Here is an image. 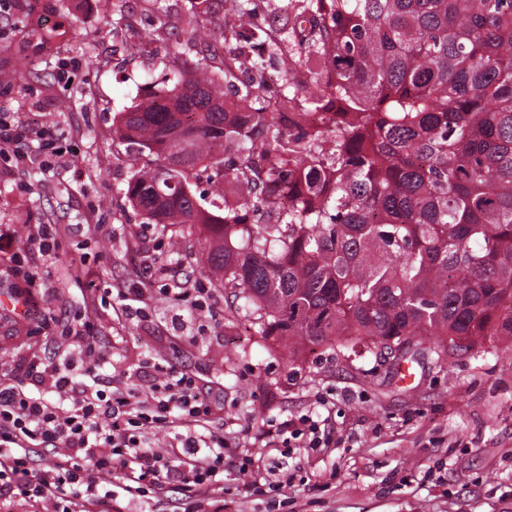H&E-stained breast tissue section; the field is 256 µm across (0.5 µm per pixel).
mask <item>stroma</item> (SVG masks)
<instances>
[{
	"label": "stroma",
	"mask_w": 512,
	"mask_h": 512,
	"mask_svg": "<svg viewBox=\"0 0 512 512\" xmlns=\"http://www.w3.org/2000/svg\"><path fill=\"white\" fill-rule=\"evenodd\" d=\"M196 3L0 5V73L25 75L0 84V116L23 134L17 155L0 165V225L14 231L0 252V367L54 356L59 323L82 313L103 347L99 372L113 385L164 361L216 383L221 412L209 428L224 437L223 512H512V344L408 356V385L402 367L373 351L323 345L289 357L280 337L230 316L207 274L206 231L193 230L170 253L169 231L127 202L129 178L153 157L118 139L113 120L165 87L170 58L160 34L186 29ZM129 43L140 53L126 51ZM39 131L69 152L47 174L28 160ZM40 224L78 230L46 255L29 240ZM188 279L210 289V308L179 331L170 290ZM138 283L148 290L145 317H117L114 289ZM26 289L35 303L20 316L11 303ZM304 418L318 423L327 446L282 444L280 431ZM246 458L287 475V485L275 491L239 471Z\"/></svg>",
	"instance_id": "35a3bbf8"
}]
</instances>
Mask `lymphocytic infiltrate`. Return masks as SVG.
<instances>
[{
    "instance_id": "f902f5d3",
    "label": "lymphocytic infiltrate",
    "mask_w": 512,
    "mask_h": 512,
    "mask_svg": "<svg viewBox=\"0 0 512 512\" xmlns=\"http://www.w3.org/2000/svg\"><path fill=\"white\" fill-rule=\"evenodd\" d=\"M62 352L0 378V504L24 499L34 512H111L112 469L122 464L130 497L191 490L196 512L224 497L216 454L224 438L204 430L214 409L187 368L154 365L147 384L112 387L94 370L103 353L89 317L65 324ZM185 422L167 449L152 447L172 412Z\"/></svg>"
}]
</instances>
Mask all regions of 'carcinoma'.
<instances>
[{
    "label": "carcinoma",
    "mask_w": 512,
    "mask_h": 512,
    "mask_svg": "<svg viewBox=\"0 0 512 512\" xmlns=\"http://www.w3.org/2000/svg\"><path fill=\"white\" fill-rule=\"evenodd\" d=\"M259 2L232 0L222 52L188 68L168 37L171 88L114 129L154 155L133 208L203 225L230 314L292 355L512 341V0H289L261 23Z\"/></svg>",
    "instance_id": "cac0c4a2"
}]
</instances>
